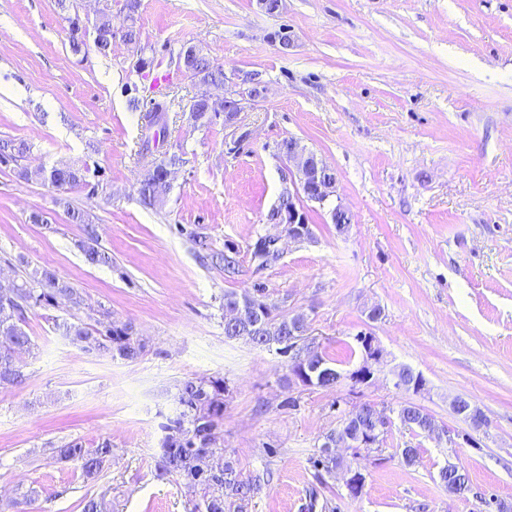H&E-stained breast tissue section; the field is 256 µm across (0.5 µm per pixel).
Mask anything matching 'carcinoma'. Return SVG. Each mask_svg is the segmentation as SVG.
<instances>
[{"label":"carcinoma","mask_w":512,"mask_h":512,"mask_svg":"<svg viewBox=\"0 0 512 512\" xmlns=\"http://www.w3.org/2000/svg\"><path fill=\"white\" fill-rule=\"evenodd\" d=\"M196 76L203 81L224 82V70L215 65L205 54H199L196 64ZM29 150L24 142H5L0 145V163L18 161ZM182 163L176 154L161 159L153 171L145 176L138 188L140 203L146 208L160 204V198L167 194L165 181L166 170L170 166ZM88 166H55L44 176V180L60 192L86 183L83 171ZM70 216L78 224L85 225V239L79 244L86 261L91 265L110 264L112 257L101 247L95 229L91 226L84 211L70 209ZM67 296V301L74 308H80V294L67 281L54 272L44 269L34 271L28 279L15 286V295L9 302L0 301V376L7 377L6 384L21 386L27 380V374L14 357L17 349H29L33 346L25 325L27 313L35 307L53 306L57 299ZM62 335L74 343L84 340L99 344L97 353L101 355L117 354L121 358L134 361L146 351V344L134 333L129 323L101 322L91 325L80 319L62 324ZM224 336L232 339L236 336H249L258 346H276V352L286 355L288 345V312L278 306H268L264 325L255 327L247 320L224 325ZM304 355L311 366L337 373L315 347L310 337ZM229 388L224 377H192L182 381L178 387L175 415L168 418L163 426L165 436L160 442L156 454V476L172 479L186 487L199 491V496L188 502V512H249V507L260 489L257 480L244 475L242 469L232 458L224 460V468L216 473H204L197 463L199 449L193 447V440L202 437L208 450L214 454H224V449L217 446L218 430L224 423V398ZM385 415V410L367 405L352 414L349 428L357 432L373 429L375 416ZM397 416L401 424L421 437H428L438 429L431 414L420 406L408 402L399 407ZM339 432L332 430L323 437L322 445L311 456L310 463L315 470V477L322 473L336 471V458L332 444L336 443ZM52 452L63 462H74L81 475L87 480H95L103 472L110 460L112 445L102 441L94 447H86L80 441H71ZM401 463L407 467L415 466L420 460V448L408 445L395 450ZM439 480L448 489L469 488L466 473L455 465H448L439 472ZM111 501L107 500V491L85 495L80 501L81 512H111Z\"/></svg>","instance_id":"obj_1"}]
</instances>
